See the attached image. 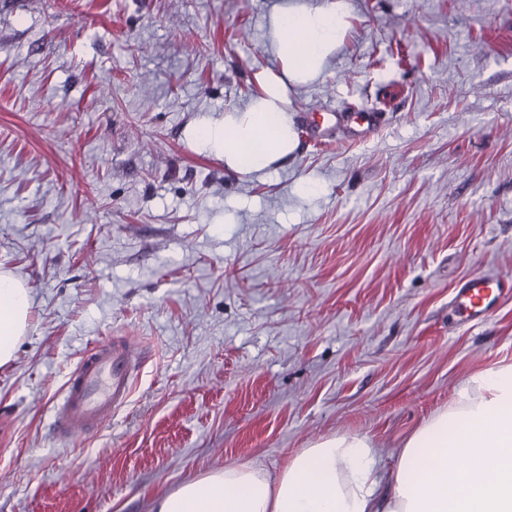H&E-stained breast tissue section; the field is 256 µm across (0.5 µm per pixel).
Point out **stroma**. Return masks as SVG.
<instances>
[{"label": "stroma", "instance_id": "1", "mask_svg": "<svg viewBox=\"0 0 512 512\" xmlns=\"http://www.w3.org/2000/svg\"><path fill=\"white\" fill-rule=\"evenodd\" d=\"M326 0H0V270L33 305L0 367V512H150L212 469L279 472L356 434L393 467L472 374L512 363V0H347L288 89L297 148L225 169L196 126L280 72L271 15ZM381 120L346 143L325 113ZM149 349L129 401L66 442L95 342ZM512 293V278L478 274L463 280L454 296L457 311L467 322H481L504 293Z\"/></svg>", "mask_w": 512, "mask_h": 512}]
</instances>
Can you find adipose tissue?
Returning a JSON list of instances; mask_svg holds the SVG:
<instances>
[{"mask_svg": "<svg viewBox=\"0 0 512 512\" xmlns=\"http://www.w3.org/2000/svg\"><path fill=\"white\" fill-rule=\"evenodd\" d=\"M345 0L272 16L280 73L262 74L243 111L195 130L227 169L256 173L297 147L286 84L315 77L338 44ZM32 296L0 271V367L13 361L28 327ZM461 460L452 468L449 457ZM151 512H512V363L471 375L448 410L404 442L382 469L370 440L340 434L302 449L277 474L254 465L218 469L156 497Z\"/></svg>", "mask_w": 512, "mask_h": 512, "instance_id": "obj_1", "label": "adipose tissue"}]
</instances>
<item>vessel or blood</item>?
<instances>
[{
  "instance_id": "1",
  "label": "vessel or blood",
  "mask_w": 512,
  "mask_h": 512,
  "mask_svg": "<svg viewBox=\"0 0 512 512\" xmlns=\"http://www.w3.org/2000/svg\"><path fill=\"white\" fill-rule=\"evenodd\" d=\"M333 119L335 126L352 140L365 137L378 125L377 118L368 112L357 113L352 119L337 112ZM510 292L511 277L478 274L459 284L454 304L466 321L478 323L503 294ZM146 358L145 347L127 336L89 348L68 376L56 406L54 428L58 437H84L111 419L127 403Z\"/></svg>"
}]
</instances>
